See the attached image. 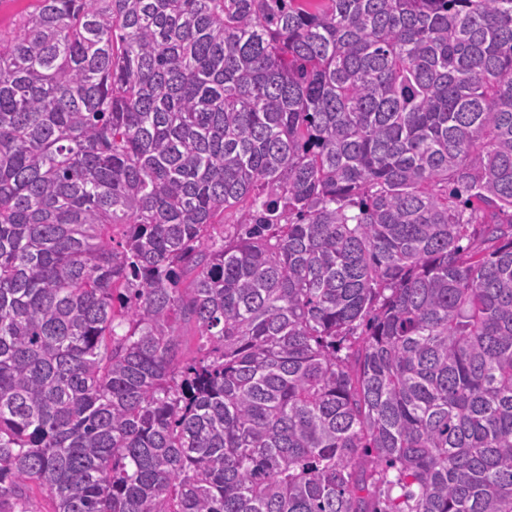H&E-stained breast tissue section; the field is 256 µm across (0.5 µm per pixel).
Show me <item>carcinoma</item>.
<instances>
[{
    "instance_id": "carcinoma-1",
    "label": "carcinoma",
    "mask_w": 512,
    "mask_h": 512,
    "mask_svg": "<svg viewBox=\"0 0 512 512\" xmlns=\"http://www.w3.org/2000/svg\"><path fill=\"white\" fill-rule=\"evenodd\" d=\"M28 489L512 512V0L0 29V508Z\"/></svg>"
}]
</instances>
